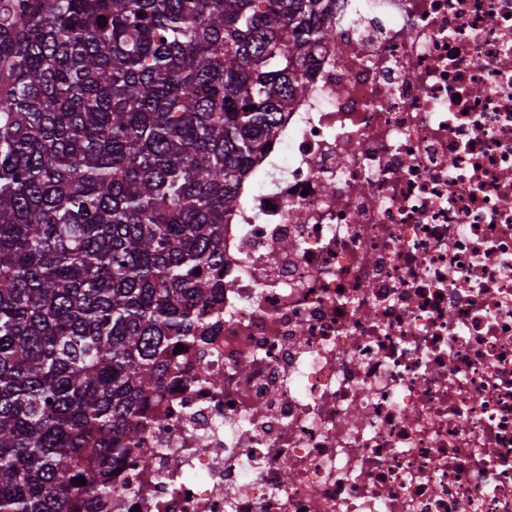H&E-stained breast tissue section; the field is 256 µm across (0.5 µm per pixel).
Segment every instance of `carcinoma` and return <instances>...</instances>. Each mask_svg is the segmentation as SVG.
<instances>
[{"mask_svg": "<svg viewBox=\"0 0 512 512\" xmlns=\"http://www.w3.org/2000/svg\"><path fill=\"white\" fill-rule=\"evenodd\" d=\"M334 2L0 0V512H102Z\"/></svg>", "mask_w": 512, "mask_h": 512, "instance_id": "cac0c4a2", "label": "carcinoma"}]
</instances>
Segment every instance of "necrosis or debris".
<instances>
[{"label": "necrosis or debris", "instance_id": "4bbe7bcc", "mask_svg": "<svg viewBox=\"0 0 512 512\" xmlns=\"http://www.w3.org/2000/svg\"><path fill=\"white\" fill-rule=\"evenodd\" d=\"M331 21L107 512H512V0Z\"/></svg>", "mask_w": 512, "mask_h": 512}]
</instances>
